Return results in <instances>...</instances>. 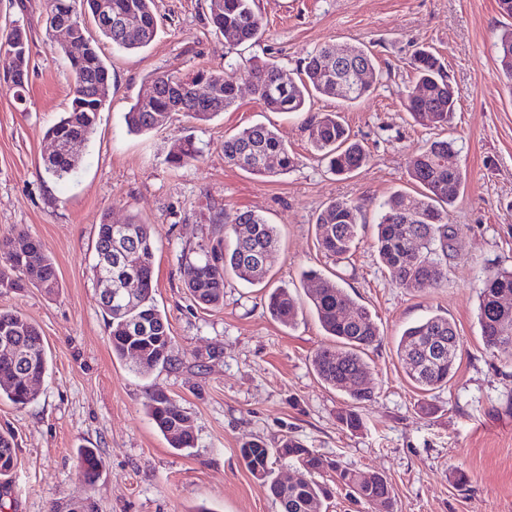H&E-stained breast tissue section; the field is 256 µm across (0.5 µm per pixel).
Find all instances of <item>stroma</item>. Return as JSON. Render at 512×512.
<instances>
[{
	"instance_id": "35a3bbf8",
	"label": "stroma",
	"mask_w": 512,
	"mask_h": 512,
	"mask_svg": "<svg viewBox=\"0 0 512 512\" xmlns=\"http://www.w3.org/2000/svg\"><path fill=\"white\" fill-rule=\"evenodd\" d=\"M209 4L155 0L160 29L139 52L99 40L112 65L108 102L78 148L76 173L58 182L44 171L45 131L67 111L72 82L50 45L45 0H0V31L22 25L31 39L26 105L0 79V237L23 228L40 238L62 283L54 297L0 291V310L39 326L48 358L35 400L0 401V430L11 429L18 443L13 471L0 478L4 512L85 501L94 512H280L239 448L286 435L344 466L383 474L392 512H512V359L486 350L477 322L483 278L512 266V89L498 74L505 19L497 0H256L264 33L239 56L269 57L290 72L325 45L365 46L376 60L373 93L349 106L318 97L310 112L284 114L264 111L245 86L208 123L175 113L159 133H128L124 114L154 74L225 68ZM418 46L437 54L457 92L447 125L414 122L402 105ZM334 111L370 154L345 177L318 161L305 130L310 117ZM255 123L275 128L298 159L294 170L262 178L225 162V137ZM187 136L201 153L172 166L167 155ZM436 139L454 140L466 185L448 216L457 234L447 285L409 292L391 281L373 247L379 205L393 192L415 193L408 160ZM337 198L363 211L354 253L335 263L318 247L315 221ZM240 209L276 226L277 259L260 284L226 276L223 306L198 307L186 295L181 256L211 238L213 211L231 217ZM104 215L122 224L135 215L152 227L154 297L174 338L173 368L140 375L112 354L91 269ZM309 269L336 281L380 326L382 339L366 356L374 396L361 405L356 432L336 419L344 394L313 369L314 352L328 341L315 315L303 311L285 327L265 307L281 286L305 297L312 284L301 273ZM433 314L455 323L462 352L447 387L426 394L408 380L396 348L407 326ZM157 388L190 416L192 453L171 448L149 419L145 402ZM424 404L432 414L421 413ZM82 448L103 461L92 484L79 468Z\"/></svg>"
}]
</instances>
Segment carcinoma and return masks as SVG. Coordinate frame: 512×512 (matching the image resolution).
<instances>
[{
  "label": "carcinoma",
  "mask_w": 512,
  "mask_h": 512,
  "mask_svg": "<svg viewBox=\"0 0 512 512\" xmlns=\"http://www.w3.org/2000/svg\"><path fill=\"white\" fill-rule=\"evenodd\" d=\"M47 31L54 29L57 18L85 23V16H112L109 27L97 26L99 35L112 47L135 52L149 47L157 36L155 0H46ZM133 18L139 33L125 35L123 21ZM210 21L224 36L227 49L259 38L262 19L255 11V0H210ZM73 82L71 104L60 119L51 125L46 136L64 145L71 139L87 141L94 132L99 112L107 101L111 72L99 52L97 42L82 28L74 41L59 48ZM500 73L512 87V25L506 27L496 44ZM30 45L25 28L14 26L0 34V76L16 89L23 99L29 79ZM415 84L406 91L403 105L415 120L428 117L446 124L456 110L457 96L445 68L429 50L418 48L411 58ZM361 69L375 71L374 55L361 47L338 49L327 45L310 54L297 76L287 73L276 62L260 57L234 63V71L253 87L255 99L268 112H304L311 99L333 97L348 105L370 95L372 83L357 79ZM345 84L347 93L339 94L336 85ZM152 93L138 97L124 115L127 131L134 135L151 134L162 128L172 112H181L188 122L202 124L233 107L240 92L235 77L224 70L198 73L183 78L175 73H160L151 78ZM310 145L327 170L336 175L349 174L370 159L369 153L353 140L335 112H326L306 125ZM455 150L452 140H435L413 155L408 175L421 188L415 196L396 191L380 205L376 249L391 279L407 291L447 282L444 260L455 229L448 224L449 210L464 188L466 175L459 166L448 168V152ZM200 148L190 139L181 140L170 151L168 160L182 165L195 159ZM224 159L252 175L270 178L288 173L297 158L275 131L264 124L244 128L224 139ZM45 172L57 179L71 177L79 167V157L62 149L43 159ZM361 206L347 199L328 203L316 218L319 245L325 257L338 261L346 258L358 237ZM129 238L122 246L121 262L137 271L135 301L131 305L100 307L112 326V353L125 359L139 345L143 355L133 369L148 374L174 365L173 338L169 322L154 302V240L151 225L133 216L128 221ZM221 235L199 246L194 256H184V285L200 306L224 305V275L252 284L274 263L277 254V230L252 210L235 213L232 223L223 225ZM113 234L107 216L97 224L96 263L113 254ZM24 240L15 248L10 237L0 239V288L41 290L48 296L58 294L61 284L55 263L46 245L25 230L17 231ZM302 277L320 284L306 299L296 297L288 288H275L267 296L271 317L285 327L292 326L299 312L309 309L326 335L334 343L317 350L312 359L319 379L331 388L344 392L349 405L336 418L349 431L362 427L358 405L371 400L369 387L354 391L346 381L369 373L364 354L380 341V330L365 306L354 301L336 282L316 271L302 272ZM512 297V268H498L487 273L479 294L478 321L487 350L512 357V311L506 313L499 298ZM144 323L138 335L128 333L131 325ZM8 337L15 355L0 357V399L25 406L35 398L34 386L47 372V358L39 327L18 311H0V340ZM442 338L452 349L451 355L431 370L417 369L407 361L409 350L421 353ZM461 339L448 317L434 314L423 318L400 336L397 355L408 379L419 389L429 392L448 384L459 358ZM147 415L166 436L171 447L189 450L195 447L191 420L187 412L164 390L152 391L145 403ZM249 473L269 496L280 505L281 512H322L333 497V488L319 482L317 476L326 469L336 474V481L350 496L369 506L370 512H391V486L385 476L364 472L329 460L292 437H284L271 447L263 440L248 441L239 449ZM16 459L13 436L0 432V475L8 473ZM84 478L92 483L102 461L95 448L79 453ZM291 461L301 471L299 480L283 486L273 476L276 461Z\"/></svg>",
  "instance_id": "cac0c4a2"
}]
</instances>
